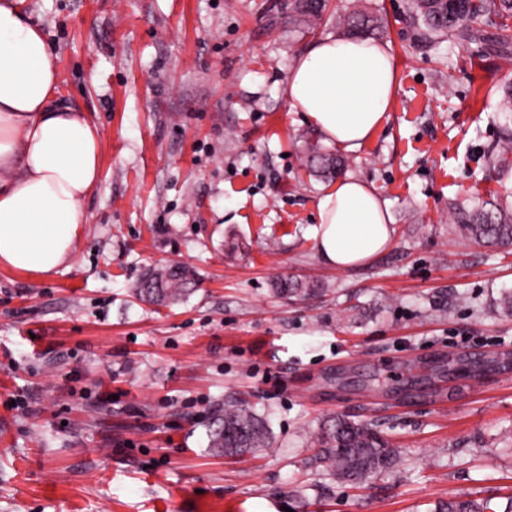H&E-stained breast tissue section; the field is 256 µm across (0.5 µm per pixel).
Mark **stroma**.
<instances>
[{
    "label": "stroma",
    "mask_w": 512,
    "mask_h": 512,
    "mask_svg": "<svg viewBox=\"0 0 512 512\" xmlns=\"http://www.w3.org/2000/svg\"><path fill=\"white\" fill-rule=\"evenodd\" d=\"M21 0L57 56L59 95L102 132L101 176L69 266L0 267V512H434L512 498V244L452 230L453 207L512 200L494 167L512 123V42L495 22L429 45L407 0ZM383 17L397 65L388 118L358 150L292 108L294 58L337 11ZM390 208L387 248L338 269L314 239L311 147ZM181 262L197 289L157 307L133 289ZM281 278L317 280L296 301ZM26 392L28 414L11 410ZM233 397L271 448L227 457L207 433ZM371 422L401 459L353 488L312 464L317 428ZM293 2L294 4L291 7L292 14L289 15L291 21L295 20L297 16L321 20L326 9L327 0H294ZM435 512H493V510L488 501L463 495L440 503Z\"/></svg>",
    "instance_id": "1"
}]
</instances>
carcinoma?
I'll return each mask as SVG.
<instances>
[{
  "label": "carcinoma",
  "mask_w": 512,
  "mask_h": 512,
  "mask_svg": "<svg viewBox=\"0 0 512 512\" xmlns=\"http://www.w3.org/2000/svg\"><path fill=\"white\" fill-rule=\"evenodd\" d=\"M327 0H294L289 19L303 17L319 20ZM410 17L419 26L421 35L436 42L443 38L465 39L474 26L492 15L504 20L501 30L512 18V0H408ZM336 24L348 36L371 37L383 29L382 21L362 10L340 13ZM316 172L337 174L342 161L324 154L312 156ZM456 230L486 246L512 242V203L488 200L474 210L459 208L453 212ZM195 275L181 264L153 267L141 278L138 294L156 304L166 305L187 295L194 286ZM277 293L292 297H315L324 292L317 284L291 279L277 283ZM321 449L316 462L332 479L351 486L368 483L373 477L393 469L400 458L399 450L382 433L362 422L342 416H331L319 425ZM273 444L268 422L245 402L224 405V415L210 429L209 447L230 456L256 454ZM435 512H493L484 499L463 495L437 506Z\"/></svg>",
  "instance_id": "1"
}]
</instances>
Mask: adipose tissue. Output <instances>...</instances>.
<instances>
[{
	"label": "adipose tissue",
	"mask_w": 512,
	"mask_h": 512,
	"mask_svg": "<svg viewBox=\"0 0 512 512\" xmlns=\"http://www.w3.org/2000/svg\"><path fill=\"white\" fill-rule=\"evenodd\" d=\"M57 57L17 0H0V266L52 273L73 256L84 199L101 171L102 134L80 107L59 101ZM396 86L389 48L326 35L288 71L292 107L352 152L384 124ZM319 255L345 269L376 256L392 235L389 206L346 178L318 201Z\"/></svg>",
	"instance_id": "adipose-tissue-1"
}]
</instances>
